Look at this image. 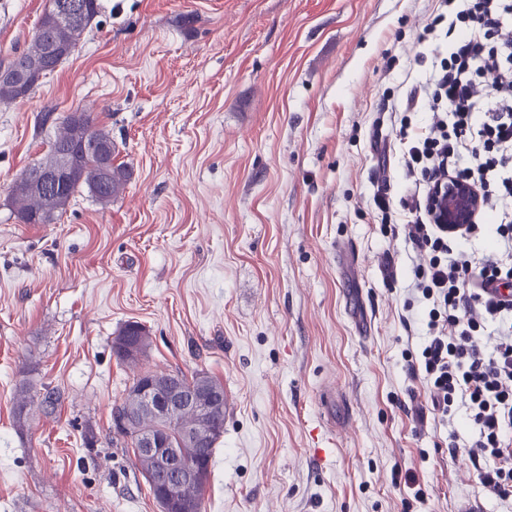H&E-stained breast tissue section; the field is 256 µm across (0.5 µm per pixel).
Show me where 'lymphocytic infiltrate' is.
<instances>
[{"label":"lymphocytic infiltrate","mask_w":512,"mask_h":512,"mask_svg":"<svg viewBox=\"0 0 512 512\" xmlns=\"http://www.w3.org/2000/svg\"><path fill=\"white\" fill-rule=\"evenodd\" d=\"M448 54L428 90L401 104V163L410 187L401 200L406 237L423 252L412 269L427 334L412 377H423L433 413L463 416L478 432L468 454L482 488L512 497V0H470L450 8ZM428 103L424 129L409 112ZM470 183L491 215L496 250L476 259L435 223L428 201L438 185Z\"/></svg>","instance_id":"lymphocytic-infiltrate-1"}]
</instances>
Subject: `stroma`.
Returning a JSON list of instances; mask_svg holds the SVG:
<instances>
[{"instance_id": "stroma-1", "label": "stroma", "mask_w": 512, "mask_h": 512, "mask_svg": "<svg viewBox=\"0 0 512 512\" xmlns=\"http://www.w3.org/2000/svg\"><path fill=\"white\" fill-rule=\"evenodd\" d=\"M75 52L0 108V512H160L112 410L145 370L204 371L227 415L204 512H512L479 484L464 421L407 370L422 257L373 193L399 162L383 112L446 49L440 0H99ZM47 0H0V58ZM79 109L133 175L24 224L13 183L40 113ZM146 327L137 364L112 340ZM61 393L18 425L22 384ZM417 478V489L406 484Z\"/></svg>"}]
</instances>
